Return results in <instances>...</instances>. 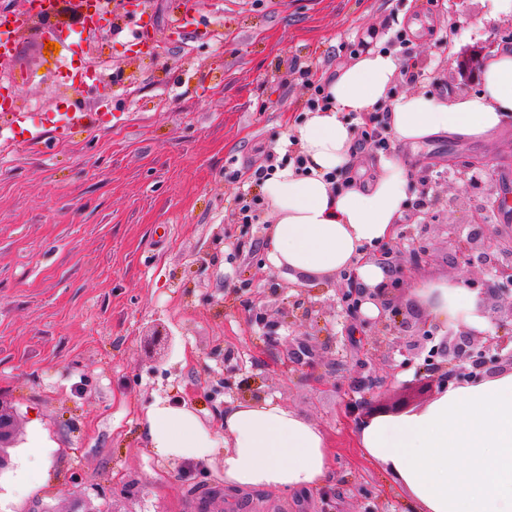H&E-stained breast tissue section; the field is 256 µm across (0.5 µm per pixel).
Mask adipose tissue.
Returning <instances> with one entry per match:
<instances>
[{"label": "adipose tissue", "instance_id": "ef3b65f1", "mask_svg": "<svg viewBox=\"0 0 512 512\" xmlns=\"http://www.w3.org/2000/svg\"><path fill=\"white\" fill-rule=\"evenodd\" d=\"M401 61L372 50L341 68L325 85L329 104L292 124L302 166L276 167L261 192L273 224L266 252L273 266L324 274L356 271L375 287L388 276L366 261L367 246L389 239L405 210L407 169L384 158L366 186L339 190L333 177L348 166L353 130L348 115L387 106L398 143L416 147L447 137L492 140L512 119V50L488 60L479 93L390 98ZM439 320L490 328L476 295L459 283L422 280ZM150 447L163 459L197 465L224 445V487L293 494L326 486L331 459L322 430L298 412L270 401H248L224 416L222 432L203 426L187 407L155 401L146 410ZM360 447L400 479L420 512H512V372L448 388L416 412L376 418L357 429Z\"/></svg>", "mask_w": 512, "mask_h": 512}]
</instances>
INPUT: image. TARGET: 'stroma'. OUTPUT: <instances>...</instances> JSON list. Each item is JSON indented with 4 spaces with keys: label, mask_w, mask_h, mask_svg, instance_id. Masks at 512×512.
I'll return each mask as SVG.
<instances>
[{
    "label": "stroma",
    "mask_w": 512,
    "mask_h": 512,
    "mask_svg": "<svg viewBox=\"0 0 512 512\" xmlns=\"http://www.w3.org/2000/svg\"><path fill=\"white\" fill-rule=\"evenodd\" d=\"M212 38L174 24L173 0H151L104 37L96 58L108 86L69 89L45 43L15 37L30 112L122 114L51 150L0 140V402L19 415L15 468L40 428L48 446L41 484L11 493L0 476V512H321L317 493L224 491V450L186 477L184 463L156 456L143 414L156 400L191 408L208 427L250 400L225 379L249 380L267 398L319 425L334 463L338 512H358L369 493L381 512H413L394 477L358 448L344 406L356 398V349L342 338L336 280L318 276L313 318L280 327L283 337L334 328L339 338L315 375L280 369L253 317L251 289H273L268 317L291 309L307 272L272 266L271 224L258 183L243 172L293 160L289 125L305 116L306 70L330 76L377 48L408 59L415 79L396 76L390 97L480 90L454 55L512 49V15L490 17L488 0H196ZM159 51H135L131 30ZM389 155L411 171L398 230L431 260L420 278L448 280L456 253L449 225L467 230L493 216L491 190L512 194V121L494 142L438 138ZM492 156L476 180H457L475 157ZM258 199L242 223L238 197ZM165 340L149 346L154 331Z\"/></svg>",
    "instance_id": "35a3bbf8"
}]
</instances>
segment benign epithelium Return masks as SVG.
I'll return each instance as SVG.
<instances>
[{"label": "benign epithelium", "instance_id": "7a95c632", "mask_svg": "<svg viewBox=\"0 0 512 512\" xmlns=\"http://www.w3.org/2000/svg\"><path fill=\"white\" fill-rule=\"evenodd\" d=\"M48 20L36 13H21L20 29L40 37L45 35ZM448 234L455 237L458 257L456 269L459 280L476 292L484 312L492 319L489 330H478L460 325L448 328V333L436 339L438 326L431 323L427 304L413 303L414 309L403 311L399 297L414 280L415 272L428 260L427 250L413 251L411 264H392V255L403 251V237L393 242L391 250L378 256V261L390 271L389 278L375 288L363 285L353 270L339 273L344 286L335 289V305L350 325L370 332L376 351L390 358L391 372L386 379L371 374L358 375L355 389L361 398L346 404V410L355 423L368 422L378 417L400 416L419 407L417 401H431L451 384L475 382L490 377L501 370L503 364L512 366V227L504 232L499 226L472 224L464 237L456 235L455 225H448ZM315 289H300V298L294 308L301 317L312 315L315 302L311 300ZM268 292L253 290L251 303L255 321L266 319ZM370 301L379 308L374 319L363 316L361 306ZM413 333L409 344L401 345L406 333ZM405 356L401 362L392 359L395 350ZM321 348L307 334L288 349L283 369L315 373L323 364ZM415 368L413 381L401 386L390 397L381 392L392 388L395 376L408 368ZM18 418L16 413L0 402V473L12 465L7 449L18 443Z\"/></svg>", "mask_w": 512, "mask_h": 512}]
</instances>
